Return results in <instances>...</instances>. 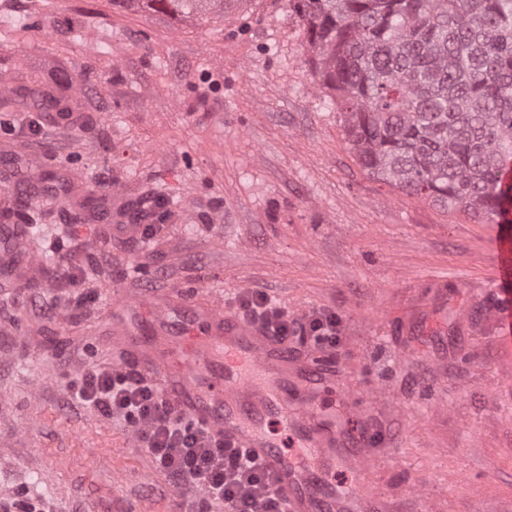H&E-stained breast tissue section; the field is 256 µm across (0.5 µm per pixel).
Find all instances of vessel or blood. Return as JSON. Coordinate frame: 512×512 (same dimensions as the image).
Instances as JSON below:
<instances>
[{"label": "vessel or blood", "mask_w": 512, "mask_h": 512, "mask_svg": "<svg viewBox=\"0 0 512 512\" xmlns=\"http://www.w3.org/2000/svg\"><path fill=\"white\" fill-rule=\"evenodd\" d=\"M29 228L0 225V249L25 245ZM498 278L509 308L494 313L496 327L507 330L512 345V243L499 258ZM136 297L119 292L120 313L112 321L115 365H135L160 377L162 393L194 423L248 449L263 464L286 512H373L374 502L357 486L342 488L337 471L358 476L367 455L362 435L344 441L336 419L326 413L335 396V366L264 336L214 298L172 332L171 297ZM151 311L159 331L143 342L130 315Z\"/></svg>", "instance_id": "b4317fda"}]
</instances>
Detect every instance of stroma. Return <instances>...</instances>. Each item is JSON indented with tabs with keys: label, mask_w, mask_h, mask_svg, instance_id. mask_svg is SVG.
Here are the masks:
<instances>
[{
	"label": "stroma",
	"mask_w": 512,
	"mask_h": 512,
	"mask_svg": "<svg viewBox=\"0 0 512 512\" xmlns=\"http://www.w3.org/2000/svg\"><path fill=\"white\" fill-rule=\"evenodd\" d=\"M22 6L24 28L0 25V225L29 208L59 247L26 288L0 274V490L55 512H185L130 427L68 391L113 364L114 288L177 282V309L259 290L296 317L336 313V383L359 400L378 512H512V356L490 319L512 211L482 218L368 173L288 0ZM155 196L174 212L162 236L95 246L102 206ZM69 272L94 303L48 311ZM375 385L385 398L367 399ZM151 9L170 10L171 12H194L205 8L224 7V0H143Z\"/></svg>",
	"instance_id": "35a3bbf8"
}]
</instances>
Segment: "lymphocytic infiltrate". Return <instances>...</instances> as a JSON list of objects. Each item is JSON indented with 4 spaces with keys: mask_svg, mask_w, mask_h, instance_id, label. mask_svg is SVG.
I'll use <instances>...</instances> for the list:
<instances>
[{
    "mask_svg": "<svg viewBox=\"0 0 512 512\" xmlns=\"http://www.w3.org/2000/svg\"><path fill=\"white\" fill-rule=\"evenodd\" d=\"M244 320L276 340L299 341L324 352L339 347L335 313L291 316L265 293L238 299ZM76 402L130 424L156 469L177 487H197L216 512H284V503L260 461L243 448L183 417L159 389L134 370L84 369L69 382Z\"/></svg>",
    "mask_w": 512,
    "mask_h": 512,
    "instance_id": "obj_1",
    "label": "lymphocytic infiltrate"
}]
</instances>
